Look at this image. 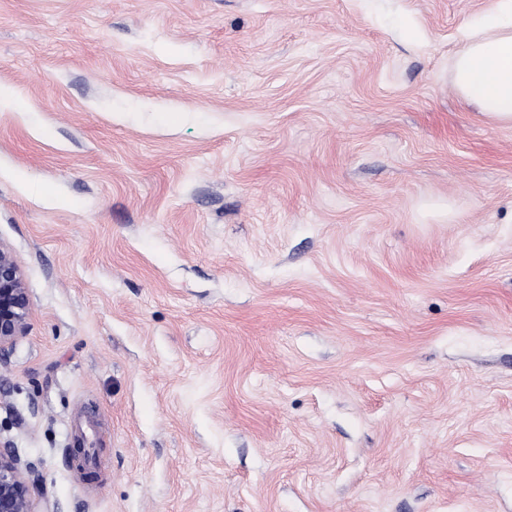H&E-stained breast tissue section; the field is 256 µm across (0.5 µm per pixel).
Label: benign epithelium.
<instances>
[{"instance_id":"benign-epithelium-1","label":"benign epithelium","mask_w":512,"mask_h":512,"mask_svg":"<svg viewBox=\"0 0 512 512\" xmlns=\"http://www.w3.org/2000/svg\"><path fill=\"white\" fill-rule=\"evenodd\" d=\"M29 298L23 273L13 255L0 248V354L27 329ZM49 510L43 479L31 464H22L18 451L0 444V512Z\"/></svg>"}]
</instances>
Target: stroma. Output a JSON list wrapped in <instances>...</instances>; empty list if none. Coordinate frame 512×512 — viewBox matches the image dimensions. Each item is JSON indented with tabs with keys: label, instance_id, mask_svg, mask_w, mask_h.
<instances>
[{
	"label": "stroma",
	"instance_id": "1",
	"mask_svg": "<svg viewBox=\"0 0 512 512\" xmlns=\"http://www.w3.org/2000/svg\"><path fill=\"white\" fill-rule=\"evenodd\" d=\"M491 2L0 0V439L56 512H512ZM494 2L462 29L452 82L460 98L489 122L512 125V1ZM29 298L23 273L13 255L0 248V354L24 336Z\"/></svg>",
	"mask_w": 512,
	"mask_h": 512
}]
</instances>
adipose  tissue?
Wrapping results in <instances>:
<instances>
[{"label":"adipose tissue","mask_w":512,"mask_h":512,"mask_svg":"<svg viewBox=\"0 0 512 512\" xmlns=\"http://www.w3.org/2000/svg\"><path fill=\"white\" fill-rule=\"evenodd\" d=\"M453 86L489 122L512 125V0L494 5L461 33Z\"/></svg>","instance_id":"obj_1"}]
</instances>
